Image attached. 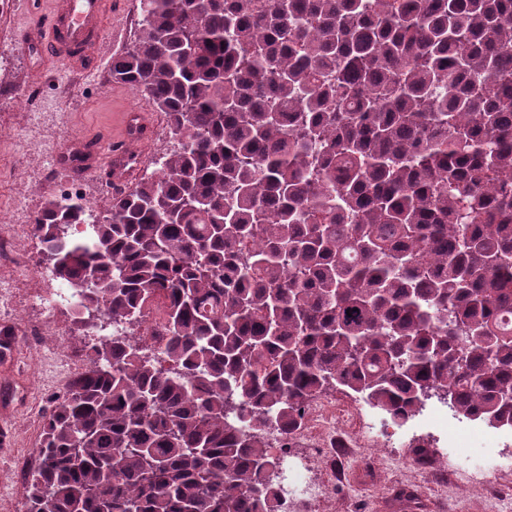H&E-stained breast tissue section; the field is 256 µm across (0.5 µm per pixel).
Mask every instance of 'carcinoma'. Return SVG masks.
<instances>
[{"instance_id": "1", "label": "carcinoma", "mask_w": 512, "mask_h": 512, "mask_svg": "<svg viewBox=\"0 0 512 512\" xmlns=\"http://www.w3.org/2000/svg\"><path fill=\"white\" fill-rule=\"evenodd\" d=\"M111 76L177 146L35 213L86 364L26 512H279L266 433L329 390L512 428V0H140ZM166 307L162 302L152 304L146 310V327L148 336H167V323L165 316Z\"/></svg>"}]
</instances>
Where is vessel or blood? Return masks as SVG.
I'll return each instance as SVG.
<instances>
[{
	"mask_svg": "<svg viewBox=\"0 0 512 512\" xmlns=\"http://www.w3.org/2000/svg\"><path fill=\"white\" fill-rule=\"evenodd\" d=\"M111 14L112 0H53L49 10L31 11L24 47L37 57L66 62L70 71L88 72L95 65L91 48L103 41ZM80 166L116 182L128 181L134 172L118 138L91 145Z\"/></svg>",
	"mask_w": 512,
	"mask_h": 512,
	"instance_id": "b4317fda",
	"label": "vessel or blood"
}]
</instances>
